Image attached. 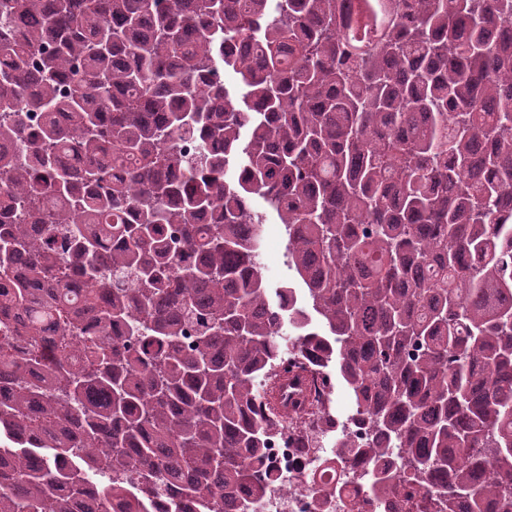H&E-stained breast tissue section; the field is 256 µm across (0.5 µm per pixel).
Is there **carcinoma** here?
I'll use <instances>...</instances> for the list:
<instances>
[{
  "label": "carcinoma",
  "mask_w": 512,
  "mask_h": 512,
  "mask_svg": "<svg viewBox=\"0 0 512 512\" xmlns=\"http://www.w3.org/2000/svg\"><path fill=\"white\" fill-rule=\"evenodd\" d=\"M506 24L512 0H0V278L31 275L0 284V512H254L283 419L300 448L337 422L332 373L368 496L512 512ZM272 217L303 306L268 285Z\"/></svg>",
  "instance_id": "obj_1"
}]
</instances>
